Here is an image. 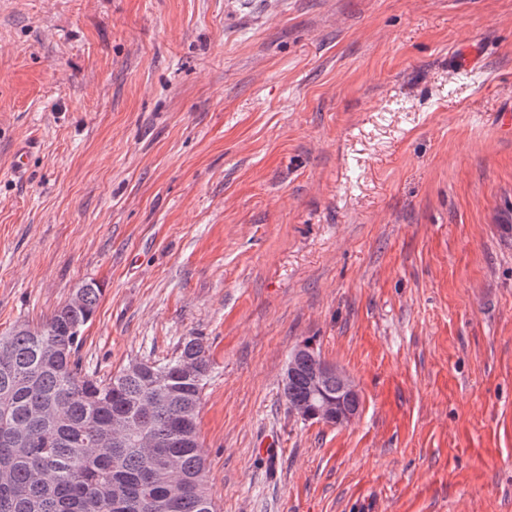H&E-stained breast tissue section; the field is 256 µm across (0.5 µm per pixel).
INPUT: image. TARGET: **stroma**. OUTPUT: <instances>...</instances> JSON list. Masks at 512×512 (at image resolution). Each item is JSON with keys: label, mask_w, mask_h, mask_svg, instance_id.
Here are the masks:
<instances>
[{"label": "stroma", "mask_w": 512, "mask_h": 512, "mask_svg": "<svg viewBox=\"0 0 512 512\" xmlns=\"http://www.w3.org/2000/svg\"><path fill=\"white\" fill-rule=\"evenodd\" d=\"M507 112L512 0H0V334L95 282L83 365L203 337L218 512H512ZM303 360L313 361V366L308 372L307 364L305 362L302 364ZM298 372L300 373L298 374ZM284 378L288 380L295 378L290 382L282 380V395L287 404L307 398L306 378L308 402L322 396L325 386L335 380L326 387V392L328 394L336 393V398L325 400L317 407L318 416L326 423L348 424L359 413L360 397L350 377L337 365L326 361L316 352L303 354L299 348L293 349L288 358ZM289 410L294 417L301 420L306 418L304 402L291 403Z\"/></svg>", "instance_id": "obj_1"}]
</instances>
